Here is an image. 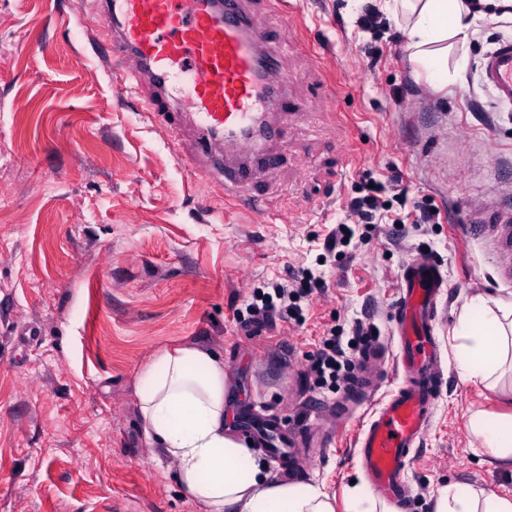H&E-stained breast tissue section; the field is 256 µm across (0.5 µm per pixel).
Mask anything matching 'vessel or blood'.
Instances as JSON below:
<instances>
[{
	"label": "vessel or blood",
	"instance_id": "vessel-or-blood-1",
	"mask_svg": "<svg viewBox=\"0 0 512 512\" xmlns=\"http://www.w3.org/2000/svg\"><path fill=\"white\" fill-rule=\"evenodd\" d=\"M101 27L112 34L108 55L132 61L116 75L124 92L146 98L151 111L177 118L170 143L180 147L183 127L194 132L189 168L204 165L222 177L224 191L254 208L252 187L260 168L276 157L269 144L281 136L271 115L289 112L290 100L275 77L279 58L266 52L271 38L260 16L242 0H97ZM482 81L500 102L512 103V39L499 41L483 63ZM499 252L500 273L512 281V209L489 216ZM445 280L429 256L405 268L396 302L397 388L374 410L357 436L356 454L374 491L403 506L406 471L429 427L444 375L435 334ZM385 349L367 348L336 406L339 415L367 404L379 379L370 369ZM280 460L292 458L300 435L283 437L272 423L256 426Z\"/></svg>",
	"mask_w": 512,
	"mask_h": 512
}]
</instances>
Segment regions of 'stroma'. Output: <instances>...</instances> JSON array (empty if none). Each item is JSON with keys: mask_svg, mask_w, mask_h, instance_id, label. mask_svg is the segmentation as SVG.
I'll list each match as a JSON object with an SVG mask.
<instances>
[{"mask_svg": "<svg viewBox=\"0 0 512 512\" xmlns=\"http://www.w3.org/2000/svg\"><path fill=\"white\" fill-rule=\"evenodd\" d=\"M365 2L247 0L283 48L295 105L257 179L260 209L247 212L171 150L173 113L113 87L122 62L98 53L94 0H0V512H198L145 439L135 395L153 354L185 344L223 356L232 409L309 430L298 478L345 512L365 482L353 449L367 411L336 420L340 394L318 386L310 355L359 321L389 341L403 271L422 252L447 283L446 373L407 469L410 512H432L451 483L512 496V467L488 465L468 425L507 406L460 377L453 340L471 297L512 302L481 227L488 210L512 208V105L481 82L512 27L480 19L468 45L449 47L443 82L414 60L405 19L359 28ZM394 175L403 204L358 224L349 199ZM425 207L434 223H417ZM353 223L351 244L326 252L329 232ZM302 267L327 283L304 322L240 328L254 292Z\"/></svg>", "mask_w": 512, "mask_h": 512, "instance_id": "35a3bbf8", "label": "stroma"}]
</instances>
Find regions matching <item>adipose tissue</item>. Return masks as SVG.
Instances as JSON below:
<instances>
[{"label": "adipose tissue", "mask_w": 512, "mask_h": 512, "mask_svg": "<svg viewBox=\"0 0 512 512\" xmlns=\"http://www.w3.org/2000/svg\"><path fill=\"white\" fill-rule=\"evenodd\" d=\"M407 20V36L422 65L437 71L445 44L468 42L486 11L512 23V0H385ZM455 362L464 380L490 390L512 388V304L481 296L463 307L454 329ZM224 360L193 345L162 349L142 367L136 398L145 437L176 467V477L200 512H335L322 485L269 479L264 462L227 433ZM470 431L492 465H512V414L474 412ZM433 512H512V497L459 484L441 488Z\"/></svg>", "instance_id": "1"}]
</instances>
